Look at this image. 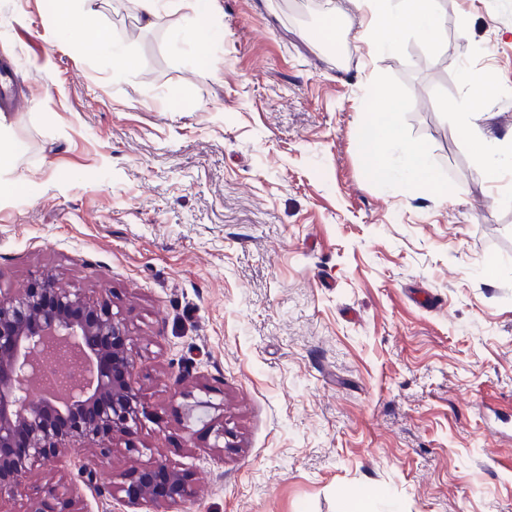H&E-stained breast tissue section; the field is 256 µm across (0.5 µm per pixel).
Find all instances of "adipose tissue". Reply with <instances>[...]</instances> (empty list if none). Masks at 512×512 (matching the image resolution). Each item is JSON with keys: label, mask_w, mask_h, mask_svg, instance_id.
Segmentation results:
<instances>
[{"label": "adipose tissue", "mask_w": 512, "mask_h": 512, "mask_svg": "<svg viewBox=\"0 0 512 512\" xmlns=\"http://www.w3.org/2000/svg\"><path fill=\"white\" fill-rule=\"evenodd\" d=\"M355 10L370 9L371 17L358 32L361 40H372L377 50L394 51L399 47L398 35L410 29L425 38L439 30L434 0H350ZM399 101L389 95L377 101V112L370 122L365 139L372 152V164L377 171H386L387 150L398 147L402 153L404 169L416 185L431 187L440 193L439 184L433 183L428 153L425 147L405 138L397 120Z\"/></svg>", "instance_id": "1"}]
</instances>
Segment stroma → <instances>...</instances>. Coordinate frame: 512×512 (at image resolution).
<instances>
[{
  "label": "stroma",
  "instance_id": "stroma-1",
  "mask_svg": "<svg viewBox=\"0 0 512 512\" xmlns=\"http://www.w3.org/2000/svg\"><path fill=\"white\" fill-rule=\"evenodd\" d=\"M0 0L25 184L0 199V289L54 271L128 327L150 418L111 453L34 466L0 512H125L165 461L181 512H512V170L464 142L512 134V0H438L430 40L353 37L347 0H217L200 56L186 4ZM335 25L336 38L323 35ZM121 36L129 67L92 51ZM492 73L476 96L466 72ZM402 102L444 198L375 172L362 127ZM193 376L173 380L184 367ZM87 466L94 485L78 475ZM68 487L65 502L45 496ZM55 2V18L58 22V27L67 32L80 30L85 23L84 15L70 8V0H58ZM124 505L139 509L147 505L164 504L176 508L191 496L184 475L163 461L141 470L126 488Z\"/></svg>",
  "mask_w": 512,
  "mask_h": 512
}]
</instances>
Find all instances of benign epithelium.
<instances>
[{
    "label": "benign epithelium",
    "mask_w": 512,
    "mask_h": 512,
    "mask_svg": "<svg viewBox=\"0 0 512 512\" xmlns=\"http://www.w3.org/2000/svg\"><path fill=\"white\" fill-rule=\"evenodd\" d=\"M128 341L108 306L58 287L52 271L20 293L0 290V500L25 486L30 466H57L77 441L107 449L147 417ZM54 359L78 360L83 377L47 386ZM190 496L184 475L160 462L127 486L124 505L176 508Z\"/></svg>",
    "instance_id": "obj_1"
}]
</instances>
